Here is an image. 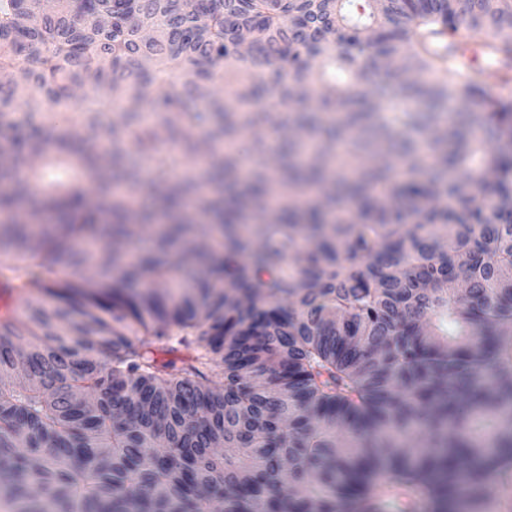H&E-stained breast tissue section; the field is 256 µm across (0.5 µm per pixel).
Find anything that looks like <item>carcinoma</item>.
I'll return each mask as SVG.
<instances>
[{"label":"carcinoma","mask_w":512,"mask_h":512,"mask_svg":"<svg viewBox=\"0 0 512 512\" xmlns=\"http://www.w3.org/2000/svg\"><path fill=\"white\" fill-rule=\"evenodd\" d=\"M461 25L512 55V0H477L462 20L449 0H0V278L26 302V318L0 321L1 498L358 512L403 490L420 510H496L488 481L512 488V100L427 51ZM149 26L164 35L145 39ZM255 28L247 57L238 36ZM414 100L433 111L401 108ZM73 102L78 121L56 132L49 112ZM242 112L282 133L275 161L259 135L242 189L230 154L206 181L168 180L201 151L196 131L214 152ZM101 137L109 167L89 147ZM341 141L350 182L335 175ZM76 168L87 183L65 177ZM450 168L471 184L493 174L491 198L468 200ZM159 198L170 212L205 201L217 223L170 224L129 262ZM225 252L242 259L245 307L225 298ZM264 266L283 274L257 284ZM452 274L478 307L448 292ZM156 350L188 356L160 364ZM159 435L168 447H149Z\"/></svg>","instance_id":"cac0c4a2"}]
</instances>
